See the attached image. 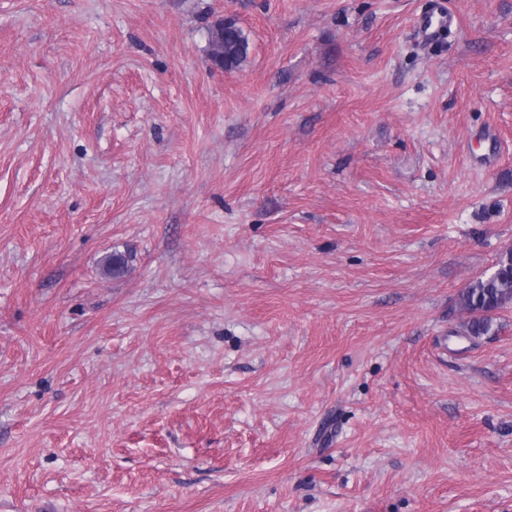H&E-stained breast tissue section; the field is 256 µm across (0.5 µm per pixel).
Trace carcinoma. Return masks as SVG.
I'll list each match as a JSON object with an SVG mask.
<instances>
[{"label": "carcinoma", "instance_id": "carcinoma-1", "mask_svg": "<svg viewBox=\"0 0 512 512\" xmlns=\"http://www.w3.org/2000/svg\"><path fill=\"white\" fill-rule=\"evenodd\" d=\"M248 53V36L237 23L210 25L207 55L219 62L218 68L236 70L246 61ZM460 304L468 314L469 334H490L493 315L512 304V252L499 259L493 273L472 281L461 295Z\"/></svg>", "mask_w": 512, "mask_h": 512}]
</instances>
